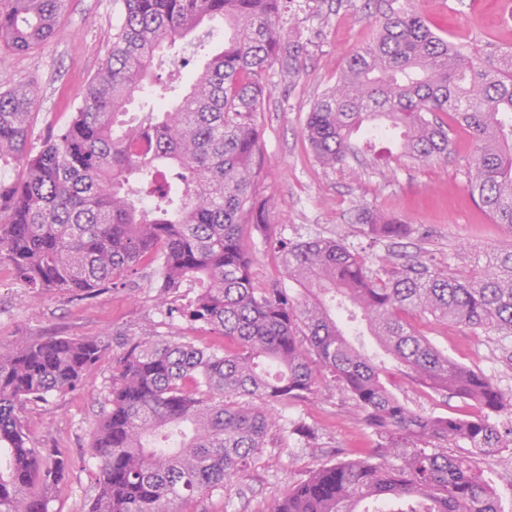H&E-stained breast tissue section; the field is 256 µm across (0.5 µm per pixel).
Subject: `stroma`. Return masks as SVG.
I'll list each match as a JSON object with an SVG mask.
<instances>
[{"label":"stroma","instance_id":"35a3bbf8","mask_svg":"<svg viewBox=\"0 0 512 512\" xmlns=\"http://www.w3.org/2000/svg\"><path fill=\"white\" fill-rule=\"evenodd\" d=\"M506 0H411L410 6L439 34L485 52L512 48V22L507 21ZM380 15L366 0H310L296 14V31L308 44L304 73L295 84L269 77L270 93L256 116L261 135L257 195L266 202L270 222L253 232V267L256 283L281 280L274 259L277 241L316 235L343 239L361 248L369 263L388 252L426 255L434 261H453L475 273L487 252L512 244V225L495 223L471 197L467 165L476 145L465 131H457L448 161L418 165L401 157L397 141L387 153L367 158L363 166L337 171L322 169L302 136L306 117L316 99L332 86L346 58L359 50ZM119 21L114 0H67L55 37L36 52L0 54V87L32 85L37 96L38 119L33 143H41L50 130L62 127L69 108L79 101L88 80L97 72ZM205 60L184 44L166 54L156 66L157 81L143 94L157 102L170 78L188 83L193 68H173L176 58ZM368 206L402 218L410 226L408 238L375 242L362 233L354 214ZM155 268L139 269L125 284L91 296L63 291L35 292L25 288L12 268L0 264V343L43 336L98 337L109 344V355L86 376L77 390L24 408L30 435L39 448L57 449L64 459L66 477L60 483L49 512H85L95 493L94 462L89 448L101 406L112 381V358L122 351L121 336L153 330L164 339L188 338L209 346L221 337L203 327L188 325L159 305L154 296ZM412 327L427 336L455 361L483 371L507 392L512 391V368L500 359L495 336L473 332L424 316H410ZM391 389L417 411L466 413L459 400H445L412 382L396 363L387 365ZM315 395L275 405L281 419L301 422L315 438L310 447L283 441L272 428L267 444L258 452L237 491L202 493L176 502L177 512H269L288 486L305 480L320 465L350 461L376 448L379 439L357 415L351 400L319 374ZM478 466L495 489L504 512H512V447L480 457Z\"/></svg>","mask_w":512,"mask_h":512}]
</instances>
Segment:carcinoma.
Returning <instances> with one entry per match:
<instances>
[{
  "instance_id": "cac0c4a2",
  "label": "carcinoma",
  "mask_w": 512,
  "mask_h": 512,
  "mask_svg": "<svg viewBox=\"0 0 512 512\" xmlns=\"http://www.w3.org/2000/svg\"><path fill=\"white\" fill-rule=\"evenodd\" d=\"M376 34L350 55L314 103L303 136L325 169L376 151L373 137L401 131L402 156L448 160L456 130L478 144L468 191L497 224L512 225V52L488 65L436 33L409 0H384ZM66 0H0V51L31 53L56 33ZM301 0H121L122 18L70 121L30 148L33 90H0V264L36 291L91 292L140 266L159 274L170 313L224 337L212 348L150 333L124 342L89 448L97 461L87 512H176L177 500L232 490L265 447L276 417L266 404L315 392L328 371L380 437L377 452L325 465L289 487L269 512H502L476 459L512 446L495 422L512 407L481 371L440 352L412 328L420 314L503 342L512 364V246L463 276L418 256L370 265L340 239L276 247L288 285L255 284L244 226L268 209L255 194L256 114L271 70L294 82L307 43L290 34ZM224 21L216 47L167 105L136 115L166 47ZM355 223L374 240L409 225L376 209ZM189 282L187 306L168 300ZM363 316L371 336L411 379L472 402L462 418L409 409L388 387L384 362L356 343L332 310ZM97 337L47 336L0 347V512H49L64 460L37 448L22 410L81 386L107 354ZM466 446L452 455L444 448ZM398 460L394 464L391 459Z\"/></svg>"
}]
</instances>
